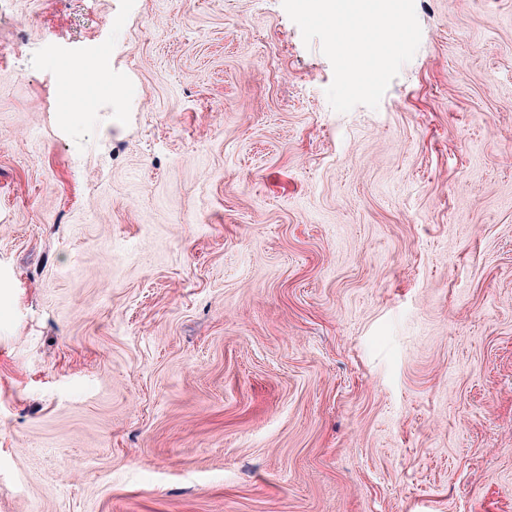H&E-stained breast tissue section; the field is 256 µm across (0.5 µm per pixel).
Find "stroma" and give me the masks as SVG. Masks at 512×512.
<instances>
[{
    "mask_svg": "<svg viewBox=\"0 0 512 512\" xmlns=\"http://www.w3.org/2000/svg\"><path fill=\"white\" fill-rule=\"evenodd\" d=\"M415 9L347 113L282 0L0 14V512H512V0Z\"/></svg>",
    "mask_w": 512,
    "mask_h": 512,
    "instance_id": "35a3bbf8",
    "label": "stroma"
}]
</instances>
